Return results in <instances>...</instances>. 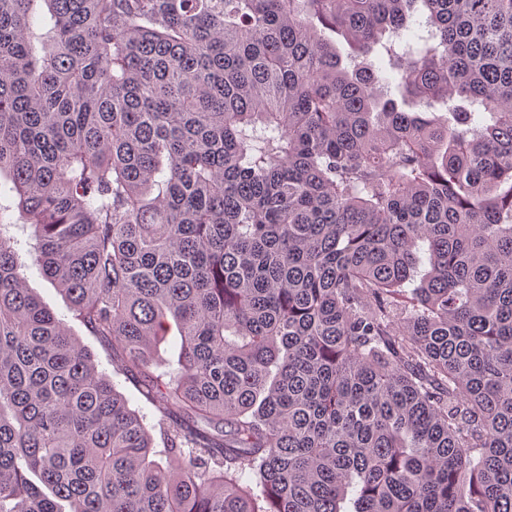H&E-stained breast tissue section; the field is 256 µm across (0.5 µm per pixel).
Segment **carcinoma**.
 Instances as JSON below:
<instances>
[{
	"instance_id": "cac0c4a2",
	"label": "carcinoma",
	"mask_w": 512,
	"mask_h": 512,
	"mask_svg": "<svg viewBox=\"0 0 512 512\" xmlns=\"http://www.w3.org/2000/svg\"><path fill=\"white\" fill-rule=\"evenodd\" d=\"M4 173L0 512H512V0H0ZM0 185V205L3 223L22 224L23 221L20 219V213L17 208L18 198L11 191V183L5 177H1ZM31 233L32 229L26 226L23 228H11V235L18 241L15 247L21 254L27 257L29 264V267L25 269L28 288H31L44 306L54 311L58 316L62 318L65 317L71 332L91 354L98 366V370L110 375L117 384L118 389L128 398L130 406L146 417L145 423L148 425V428L151 429L156 444H159L158 448H162V446H160L158 428H151L156 423L154 408L140 394L139 388L134 382L126 379L123 375L112 374L111 345L91 335L83 326L71 319L67 311V303L64 295L53 284L42 277L37 267L32 264L27 255V251H29L31 246L35 243L34 240L31 239Z\"/></svg>"
}]
</instances>
